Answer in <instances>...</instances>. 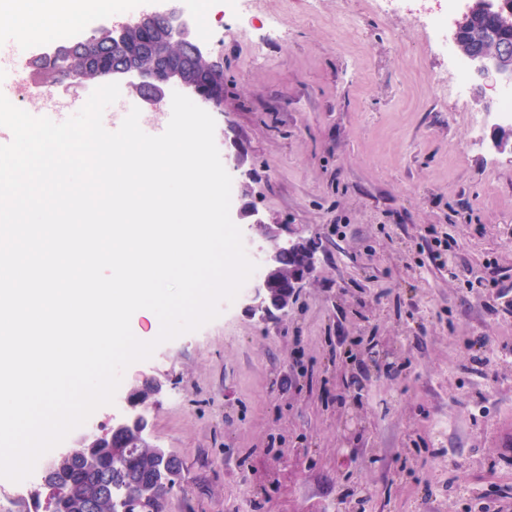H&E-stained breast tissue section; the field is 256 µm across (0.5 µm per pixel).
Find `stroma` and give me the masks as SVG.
Masks as SVG:
<instances>
[{
  "label": "stroma",
  "instance_id": "stroma-1",
  "mask_svg": "<svg viewBox=\"0 0 512 512\" xmlns=\"http://www.w3.org/2000/svg\"><path fill=\"white\" fill-rule=\"evenodd\" d=\"M172 4L212 30L215 142L243 144L251 203L322 250L287 316L230 305L124 371L164 385L167 512H333L361 485L359 512H512V292L484 286L487 262L512 275V159L468 122L490 83L455 99L447 58L367 0H89L50 37Z\"/></svg>",
  "mask_w": 512,
  "mask_h": 512
}]
</instances>
